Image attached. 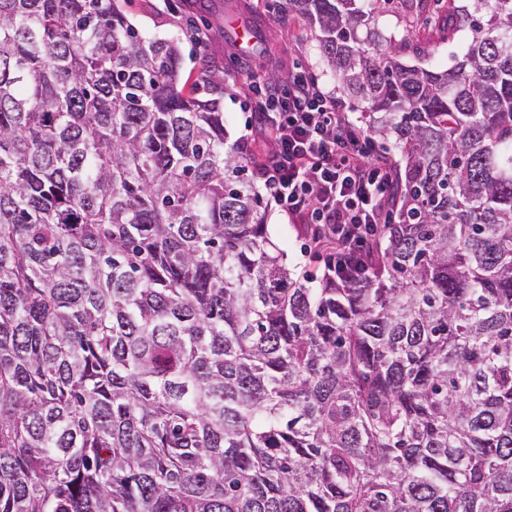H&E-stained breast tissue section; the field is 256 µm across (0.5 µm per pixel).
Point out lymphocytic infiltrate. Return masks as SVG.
<instances>
[{
	"instance_id": "obj_1",
	"label": "lymphocytic infiltrate",
	"mask_w": 512,
	"mask_h": 512,
	"mask_svg": "<svg viewBox=\"0 0 512 512\" xmlns=\"http://www.w3.org/2000/svg\"><path fill=\"white\" fill-rule=\"evenodd\" d=\"M238 79L265 119V146L250 152L248 165L289 223L306 225L315 248L335 253L336 271L358 269L391 221L392 166L305 69L289 73L283 91L251 70Z\"/></svg>"
}]
</instances>
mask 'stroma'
Returning a JSON list of instances; mask_svg holds the SVG:
<instances>
[{"mask_svg":"<svg viewBox=\"0 0 512 512\" xmlns=\"http://www.w3.org/2000/svg\"><path fill=\"white\" fill-rule=\"evenodd\" d=\"M462 2L423 0L420 7L414 8L392 0L379 16V25L386 33L405 36L400 50L403 60L429 69H444L462 58L467 49L465 36L451 32ZM123 7L131 22L147 36H178L182 73L191 79L201 78L208 71L232 74L243 65L267 75L283 61L307 68L324 90H338L335 77L320 56L313 32L301 18L288 12L281 0H125ZM231 17L253 26L264 39L279 38L278 56H270L257 43L248 52H240L235 33L227 23ZM194 24L208 30L209 41L195 43L190 33ZM215 95L224 111L229 142L243 149L260 140L258 114L248 89L228 82ZM266 222L271 240L287 253L296 272L311 266L305 225L289 223L274 206L268 207Z\"/></svg>","mask_w":512,"mask_h":512,"instance_id":"obj_1","label":"stroma"}]
</instances>
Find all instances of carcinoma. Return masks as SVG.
<instances>
[{
    "mask_svg": "<svg viewBox=\"0 0 512 512\" xmlns=\"http://www.w3.org/2000/svg\"><path fill=\"white\" fill-rule=\"evenodd\" d=\"M390 0H285L398 223L302 277L179 38L117 0H0V512H512V0L462 60ZM463 0H429L420 8L394 0L379 15V26L388 34L407 36L400 56L403 60L429 69H444L462 59L467 41L462 33L452 34L457 7Z\"/></svg>",
    "mask_w": 512,
    "mask_h": 512,
    "instance_id": "1",
    "label": "carcinoma"
}]
</instances>
